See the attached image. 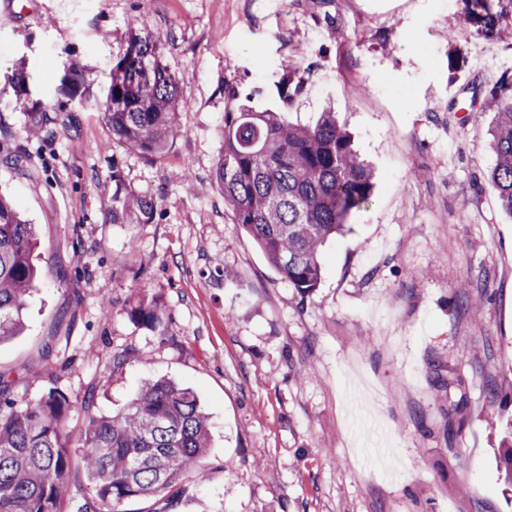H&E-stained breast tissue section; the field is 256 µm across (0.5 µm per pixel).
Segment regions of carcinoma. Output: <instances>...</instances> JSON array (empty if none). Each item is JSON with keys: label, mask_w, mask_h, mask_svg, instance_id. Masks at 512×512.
I'll use <instances>...</instances> for the list:
<instances>
[{"label": "carcinoma", "mask_w": 512, "mask_h": 512, "mask_svg": "<svg viewBox=\"0 0 512 512\" xmlns=\"http://www.w3.org/2000/svg\"><path fill=\"white\" fill-rule=\"evenodd\" d=\"M467 24L500 37L512 0H460ZM157 37L130 40L112 69L104 107L112 139L147 155L177 138L176 79L159 58ZM494 112L490 148L496 161L487 179L501 210L512 217V76L502 77L470 106ZM373 172L331 111L315 125L293 124L282 112L224 109V151L214 180L224 205L269 263L302 295L322 276L320 249L341 232L354 209L366 207ZM156 203L125 183L112 166L111 224H147ZM34 225L0 195V340L22 328V311L36 278ZM132 320L161 333V303L145 294L130 307ZM14 380L0 372V512H128L136 498L162 501L183 473L199 467L209 448L208 417L194 392L168 379L146 381L120 414L90 420L79 449L67 432L69 404L54 386L22 410L9 398ZM79 466L89 484L73 485Z\"/></svg>", "instance_id": "cac0c4a2"}]
</instances>
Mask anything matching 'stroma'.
I'll use <instances>...</instances> for the list:
<instances>
[{"label": "stroma", "mask_w": 512, "mask_h": 512, "mask_svg": "<svg viewBox=\"0 0 512 512\" xmlns=\"http://www.w3.org/2000/svg\"><path fill=\"white\" fill-rule=\"evenodd\" d=\"M52 2L0 15V145L21 157L0 163V194L40 240L23 328L0 341L15 409L55 385L75 445L146 379L193 388L210 448L171 512H512V218L485 180L494 115L469 108L512 73V39L476 35L460 0ZM135 34L161 36L186 103L154 155L113 140L103 114ZM290 64L305 84L288 107ZM233 98L305 125L332 108L373 170L309 295L214 182ZM116 168L155 200L152 223L108 222ZM140 288L166 335L129 317ZM476 291L474 319L459 303ZM54 336L68 344L49 357ZM123 349L135 360L114 369Z\"/></svg>", "instance_id": "obj_1"}]
</instances>
